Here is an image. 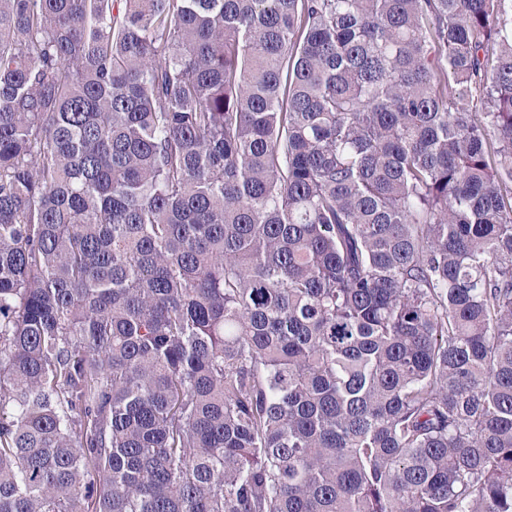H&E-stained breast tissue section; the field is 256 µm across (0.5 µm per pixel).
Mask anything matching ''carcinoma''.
Listing matches in <instances>:
<instances>
[{
    "label": "carcinoma",
    "mask_w": 512,
    "mask_h": 512,
    "mask_svg": "<svg viewBox=\"0 0 512 512\" xmlns=\"http://www.w3.org/2000/svg\"><path fill=\"white\" fill-rule=\"evenodd\" d=\"M0 512H512V0H0Z\"/></svg>",
    "instance_id": "obj_1"
}]
</instances>
